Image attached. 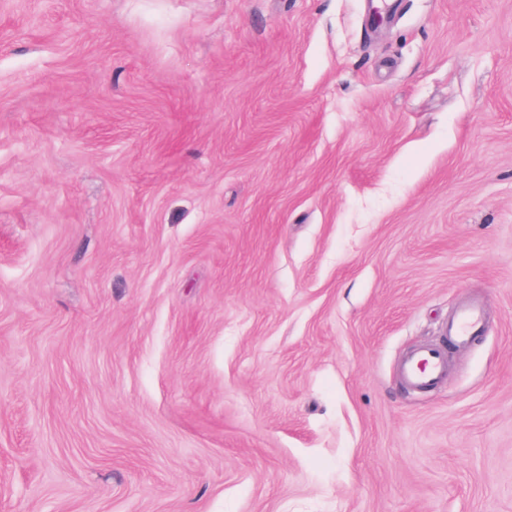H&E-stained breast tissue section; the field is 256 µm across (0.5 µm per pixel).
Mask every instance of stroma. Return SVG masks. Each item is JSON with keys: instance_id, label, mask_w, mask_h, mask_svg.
<instances>
[{"instance_id": "stroma-1", "label": "stroma", "mask_w": 512, "mask_h": 512, "mask_svg": "<svg viewBox=\"0 0 512 512\" xmlns=\"http://www.w3.org/2000/svg\"><path fill=\"white\" fill-rule=\"evenodd\" d=\"M367 16L0 0V512H512V0ZM484 321V303L478 297H468L455 309L448 324V339L455 346H466L477 335ZM448 371V352L441 347H425L407 355L399 368L402 382L415 391L436 385Z\"/></svg>"}]
</instances>
